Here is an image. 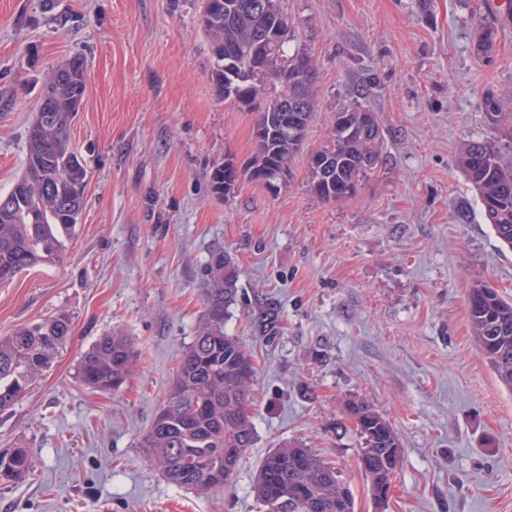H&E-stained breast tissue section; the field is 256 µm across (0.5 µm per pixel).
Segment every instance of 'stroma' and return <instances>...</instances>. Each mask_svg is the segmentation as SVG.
<instances>
[{
  "mask_svg": "<svg viewBox=\"0 0 512 512\" xmlns=\"http://www.w3.org/2000/svg\"><path fill=\"white\" fill-rule=\"evenodd\" d=\"M317 72L316 112L280 192L242 181L212 193L215 165L254 153L252 113L225 102L199 32V0H0V194L21 175L41 88L81 58L87 92L71 143L85 207L59 261L0 285V338L64 315L72 333L0 411V453L29 452L0 483V512H260L266 454L299 440L339 468L355 512H512V391L480 356L467 296L512 298V250L484 223L458 167L493 137L480 101L512 109V11L495 0H281ZM495 27L491 52L476 32ZM360 104L384 128L385 165L356 197L326 205L309 153L334 112ZM238 272L224 331L257 374L255 442L217 491L172 485L143 439L205 317L207 264ZM278 335L251 318L265 298ZM127 337L136 370L117 392L82 384L101 337ZM373 404L404 448L386 508L358 463L346 404ZM30 458L24 448L0 454V481L16 482L26 477L30 469Z\"/></svg>",
  "mask_w": 512,
  "mask_h": 512,
  "instance_id": "obj_1",
  "label": "stroma"
}]
</instances>
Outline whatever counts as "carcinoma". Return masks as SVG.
Returning a JSON list of instances; mask_svg holds the SVG:
<instances>
[{
  "mask_svg": "<svg viewBox=\"0 0 512 512\" xmlns=\"http://www.w3.org/2000/svg\"><path fill=\"white\" fill-rule=\"evenodd\" d=\"M209 38L211 77L224 101L255 113V153L245 165L227 158L210 175L218 195L248 180L282 188L290 182L295 158L316 108L318 73L304 48L288 52L292 22L279 0H203L198 16ZM277 65L288 83L264 91V70ZM86 92L84 65L73 59L42 88L40 101L53 116L49 127L33 124L28 133L24 175L12 187L19 198L0 206V284L38 263L56 260L62 238L74 234L83 209L79 188L87 178L82 156L71 146L70 127ZM491 139L468 141L459 165L479 194L481 215L500 243L512 249V112L492 92L482 100ZM300 124L283 125L284 115ZM384 131L376 113L358 104L334 113L322 145L308 161L312 194L326 204L355 197L384 162ZM208 274L212 289L206 323L180 359L172 391L157 411L145 447L165 477L180 488H222L236 474L255 440L251 387L256 375L252 351L224 333V316L235 302L238 270L218 252ZM468 321L476 346L500 383L512 390V300L484 284L470 288ZM279 311L273 301L260 306V335L276 333ZM65 316L43 320L0 338V409L16 403L71 335ZM137 355L124 336H105L85 354L79 377L86 386L118 391L132 376ZM347 414L362 440L359 463L369 487L389 485L403 462L401 438L369 402L352 400ZM30 469L27 450L0 454V481L16 482ZM255 496L271 512H355L351 490L335 465L298 442L266 455L257 472Z\"/></svg>",
  "mask_w": 512,
  "mask_h": 512,
  "instance_id": "carcinoma-1",
  "label": "carcinoma"
}]
</instances>
